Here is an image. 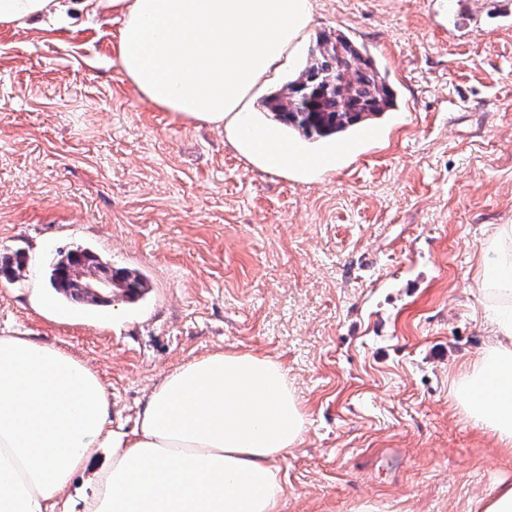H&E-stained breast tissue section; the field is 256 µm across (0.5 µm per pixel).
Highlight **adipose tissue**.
Segmentation results:
<instances>
[{
	"instance_id": "obj_1",
	"label": "adipose tissue",
	"mask_w": 512,
	"mask_h": 512,
	"mask_svg": "<svg viewBox=\"0 0 512 512\" xmlns=\"http://www.w3.org/2000/svg\"><path fill=\"white\" fill-rule=\"evenodd\" d=\"M76 8L122 19L120 67L153 106L224 129L262 170L334 167V152L292 144L252 96L309 26L310 0H0V25L64 20ZM477 272L488 337L457 368L452 393L512 453V224L493 228ZM307 426L281 362L217 351L171 372L127 431L113 426L106 387L79 359L0 333V512H59L85 472L94 492L82 512H282L279 463Z\"/></svg>"
}]
</instances>
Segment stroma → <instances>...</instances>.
<instances>
[{"mask_svg":"<svg viewBox=\"0 0 512 512\" xmlns=\"http://www.w3.org/2000/svg\"><path fill=\"white\" fill-rule=\"evenodd\" d=\"M501 0H311L286 85L343 32L398 105L349 133L333 170L250 165L204 122L160 110L118 63L121 22L0 27V331L81 359L133 428L175 368L217 350L281 361L309 416L281 461L283 512H479L512 455L465 420L450 376L487 334L479 250L512 224V29ZM77 247L143 275L128 303L48 283Z\"/></svg>","mask_w":512,"mask_h":512,"instance_id":"35a3bbf8","label":"stroma"}]
</instances>
